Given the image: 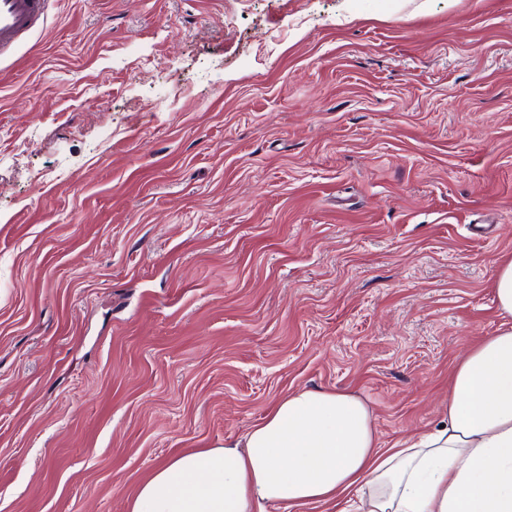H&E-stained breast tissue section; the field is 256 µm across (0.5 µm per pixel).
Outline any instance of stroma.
<instances>
[{
    "instance_id": "obj_1",
    "label": "stroma",
    "mask_w": 512,
    "mask_h": 512,
    "mask_svg": "<svg viewBox=\"0 0 512 512\" xmlns=\"http://www.w3.org/2000/svg\"><path fill=\"white\" fill-rule=\"evenodd\" d=\"M419 2L49 0L0 60V512H126L297 389L440 420L512 255V0Z\"/></svg>"
}]
</instances>
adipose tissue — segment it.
Returning <instances> with one entry per match:
<instances>
[{"label": "adipose tissue", "mask_w": 512, "mask_h": 512, "mask_svg": "<svg viewBox=\"0 0 512 512\" xmlns=\"http://www.w3.org/2000/svg\"><path fill=\"white\" fill-rule=\"evenodd\" d=\"M492 288L498 329L457 359L438 426L384 448L361 396L292 391L239 439L160 464L127 512H512V256Z\"/></svg>", "instance_id": "ef3b65f1"}]
</instances>
